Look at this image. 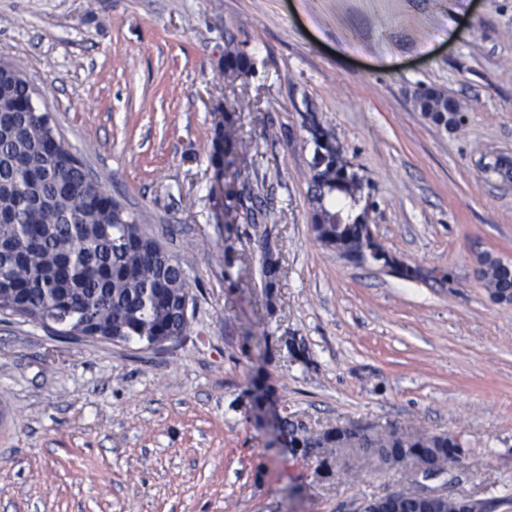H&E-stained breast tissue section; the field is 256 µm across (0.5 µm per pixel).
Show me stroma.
<instances>
[{
  "instance_id": "35a3bbf8",
  "label": "stroma",
  "mask_w": 512,
  "mask_h": 512,
  "mask_svg": "<svg viewBox=\"0 0 512 512\" xmlns=\"http://www.w3.org/2000/svg\"><path fill=\"white\" fill-rule=\"evenodd\" d=\"M228 33L254 64L233 81ZM0 59L193 293L190 334L156 348L0 313V512H352L413 486L359 450L320 468L281 414L460 436L449 494L512 512V302L478 275L512 265V176L482 165L512 160V0H0ZM224 110L250 149L219 173ZM313 118L376 239L447 284L316 240ZM449 99V97L445 98L442 94L428 89L425 95L418 100V107L422 112H426L434 122L448 126L454 121L452 117L454 112H459V110L448 112Z\"/></svg>"
}]
</instances>
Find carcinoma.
<instances>
[{
    "mask_svg": "<svg viewBox=\"0 0 512 512\" xmlns=\"http://www.w3.org/2000/svg\"><path fill=\"white\" fill-rule=\"evenodd\" d=\"M253 67L233 37L224 41V74L240 77ZM418 107L434 122L449 125L448 99L431 89ZM33 89L25 80L0 74V311L21 315L42 326H59L61 336L96 333L102 339L148 347L159 337L179 338L191 331L185 305L192 302L184 260L160 253L137 217L97 181L63 140L51 147L42 113L33 111ZM311 162L312 228L317 240L339 255L379 264L385 248L367 228L359 175L336 145H324L314 129ZM248 144L224 133V147L213 163L225 164L232 149ZM484 286L495 296L512 290V274L499 260L484 262ZM278 261L265 256V287H275ZM280 434L292 448H366L385 461L381 448H403L398 467L417 470L420 462L439 460L436 473L461 461L459 437L447 433L409 434L395 428L364 427L359 440L338 425L316 436L293 421H280ZM397 512H423L412 490L402 493Z\"/></svg>",
    "mask_w": 512,
    "mask_h": 512,
    "instance_id": "1",
    "label": "carcinoma"
}]
</instances>
